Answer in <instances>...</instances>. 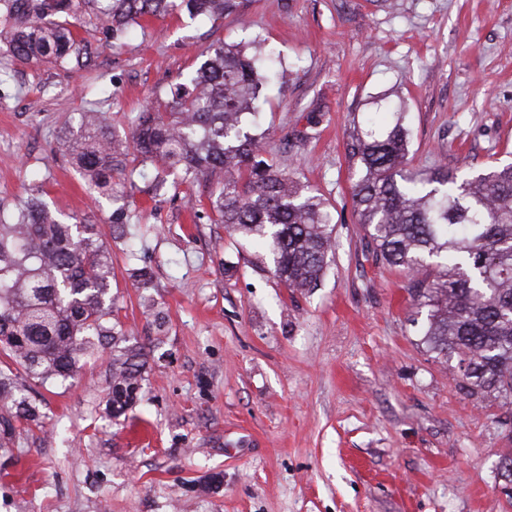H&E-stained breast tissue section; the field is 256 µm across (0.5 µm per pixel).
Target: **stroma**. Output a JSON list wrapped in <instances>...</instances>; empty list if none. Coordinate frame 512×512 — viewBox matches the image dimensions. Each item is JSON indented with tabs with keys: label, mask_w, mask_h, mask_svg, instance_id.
<instances>
[{
	"label": "stroma",
	"mask_w": 512,
	"mask_h": 512,
	"mask_svg": "<svg viewBox=\"0 0 512 512\" xmlns=\"http://www.w3.org/2000/svg\"><path fill=\"white\" fill-rule=\"evenodd\" d=\"M80 36L91 67L13 62L0 81V209L33 195L97 225L115 316L149 368L116 422L111 347L74 384L38 388L46 424L0 452V512H512L505 409L464 395L427 350L407 273L366 260L346 157L354 120L388 98L407 105L415 166L512 162V0H238L218 20H152L117 50L99 29ZM255 38L284 69L259 119L266 156L288 150L335 215V256L309 292L285 288L259 246L208 220L204 186L153 193L151 165L129 199L130 250L112 236L111 202L59 149L84 112L129 135L210 47ZM139 266L149 289L134 283Z\"/></svg>",
	"instance_id": "stroma-1"
}]
</instances>
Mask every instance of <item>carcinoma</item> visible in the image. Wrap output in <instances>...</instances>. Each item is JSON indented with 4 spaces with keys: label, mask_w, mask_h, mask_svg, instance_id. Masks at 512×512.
Masks as SVG:
<instances>
[{
    "label": "carcinoma",
    "mask_w": 512,
    "mask_h": 512,
    "mask_svg": "<svg viewBox=\"0 0 512 512\" xmlns=\"http://www.w3.org/2000/svg\"><path fill=\"white\" fill-rule=\"evenodd\" d=\"M237 0H0V55L19 62L86 68L92 51L77 29L101 22L103 45L115 47L133 27L175 9L221 18ZM276 77L270 50L214 47L196 75L171 91L170 111L152 106L132 124L133 149L158 162L156 192L175 184L210 185L209 209L231 238L258 241L267 272L285 287L320 285L336 248L331 208L299 185L292 164L267 162L243 116H257L261 91ZM381 127L374 112L353 126L346 144L354 171L352 202L368 255L412 277L424 314L422 342L455 363L466 396L512 399V164L475 174L412 165L407 113L390 101ZM89 132L62 142L92 193L118 205L112 228L125 236L128 146L101 113L81 120ZM112 261L97 225L65 221L31 197L0 215V354L23 370L0 369V450L16 431L44 427L28 388L75 377L99 347L112 346L107 410L118 419L140 400L146 359L131 333L112 320ZM512 503V452L500 466Z\"/></svg>",
    "instance_id": "1"
}]
</instances>
